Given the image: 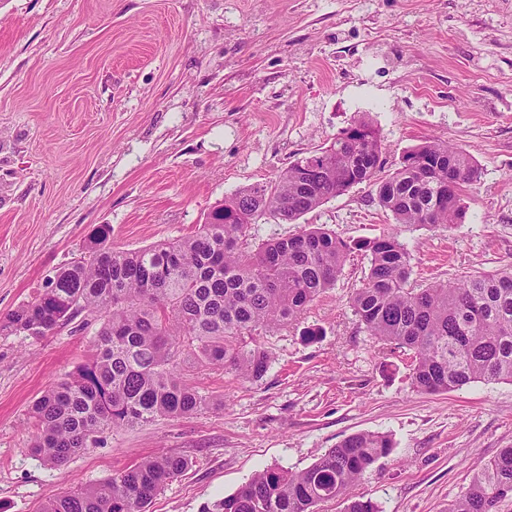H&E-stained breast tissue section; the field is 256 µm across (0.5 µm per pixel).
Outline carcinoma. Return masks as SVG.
<instances>
[{
	"label": "carcinoma",
	"instance_id": "obj_1",
	"mask_svg": "<svg viewBox=\"0 0 512 512\" xmlns=\"http://www.w3.org/2000/svg\"><path fill=\"white\" fill-rule=\"evenodd\" d=\"M382 156L378 130L362 117L275 180L224 198L191 235L118 250L111 225H99L84 255L4 324L25 334L36 328L44 337L82 310L102 320L85 362L33 402L29 451L59 467L105 426L132 428L203 408L207 397L183 373L189 358L202 367L230 368L244 380L261 379L273 355L244 335L296 320L335 285L355 251L370 256V267L351 307L370 335L410 352L417 389L512 382V267L417 288L411 255L392 229L350 242L317 227L249 249L258 220L293 222L363 182L376 186L379 206L398 224L457 223L461 193L479 178L466 152L429 139L388 174ZM392 448L385 433L353 434L303 470L255 472L203 512H318L321 503L337 498L348 500L345 512H381L368 499H348V491ZM188 467L181 456L145 459L49 501L43 512H147ZM508 497L512 447L474 475L449 512H499Z\"/></svg>",
	"mask_w": 512,
	"mask_h": 512
}]
</instances>
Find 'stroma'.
<instances>
[{
    "label": "stroma",
    "instance_id": "1",
    "mask_svg": "<svg viewBox=\"0 0 512 512\" xmlns=\"http://www.w3.org/2000/svg\"><path fill=\"white\" fill-rule=\"evenodd\" d=\"M387 170L427 138L481 175L452 228L396 224L359 184L252 243L310 226L352 241L396 227L415 283L512 266V0H0V321L82 255L94 229L136 250L192 234L213 206L272 181L359 117ZM369 269L352 253L298 321L253 331L274 356L257 381L185 364L208 405L104 428L54 468L32 456V403L81 364L98 314L42 338L0 328V512L167 452L190 468L148 512H202L256 471L301 470L359 432L394 448L350 494L381 512H448L512 447V383L426 393L404 350L350 307Z\"/></svg>",
    "mask_w": 512,
    "mask_h": 512
}]
</instances>
